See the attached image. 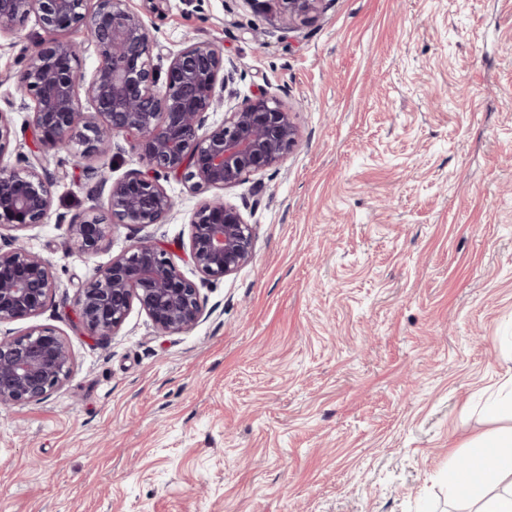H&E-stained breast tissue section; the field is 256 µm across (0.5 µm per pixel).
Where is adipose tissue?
<instances>
[{
	"mask_svg": "<svg viewBox=\"0 0 512 512\" xmlns=\"http://www.w3.org/2000/svg\"><path fill=\"white\" fill-rule=\"evenodd\" d=\"M486 409L502 428L472 437L468 443L473 450L472 465L451 476L448 489L458 495L472 485H480V494L472 500V512H512V368L503 374Z\"/></svg>",
	"mask_w": 512,
	"mask_h": 512,
	"instance_id": "adipose-tissue-1",
	"label": "adipose tissue"
}]
</instances>
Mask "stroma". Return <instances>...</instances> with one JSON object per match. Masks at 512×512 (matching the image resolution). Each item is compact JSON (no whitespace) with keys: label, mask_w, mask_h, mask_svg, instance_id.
<instances>
[{"label":"stroma","mask_w":512,"mask_h":512,"mask_svg":"<svg viewBox=\"0 0 512 512\" xmlns=\"http://www.w3.org/2000/svg\"><path fill=\"white\" fill-rule=\"evenodd\" d=\"M168 68L196 41L223 50L236 98L267 88L299 145L223 190L254 229V257L202 286L191 329L140 307L92 335L73 300L138 239L190 279L192 213L209 189L161 183L164 223L115 225L95 255L67 225L107 212L101 181L139 168L122 143L97 177L63 148L47 223L20 231L57 288L36 325L73 364L44 399L0 408V512H465L448 476L497 430L484 394L512 367V0H328L289 24L276 0H131ZM29 19L0 36V110L35 146L15 93Z\"/></svg>","instance_id":"stroma-1"}]
</instances>
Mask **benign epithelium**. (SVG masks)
<instances>
[{"label":"benign epithelium","mask_w":512,"mask_h":512,"mask_svg":"<svg viewBox=\"0 0 512 512\" xmlns=\"http://www.w3.org/2000/svg\"><path fill=\"white\" fill-rule=\"evenodd\" d=\"M130 0H0V31L35 18L53 35L32 44L15 92L33 107L28 120L42 148H72L84 162H100L116 136L125 137L147 171L133 170L112 183V222L89 210L69 222L75 249H101L112 225L161 224L175 202L160 177L180 175L190 189L223 190L246 176L278 165L298 144L291 112L277 95L260 88L229 106L224 124L203 131L205 114L224 92L223 50L196 42L173 55L166 77L153 63L154 41ZM288 20L310 23L325 0H277ZM82 30L94 47L90 76L74 63L81 46L55 38ZM91 105L85 112L81 99ZM14 131L0 111V159ZM52 179L39 158L23 170L0 164V324L37 316L56 288L47 259L19 242L16 231L45 224L53 207ZM190 258L200 282L188 278L158 242L144 237L94 270L74 306L92 335H108L139 304L162 333L194 327L203 317L200 285L230 275L253 258L254 233L240 209L214 195L190 219ZM12 235L6 237L3 231ZM67 342L32 326L0 340V407L36 402L69 376Z\"/></svg>","instance_id":"1"}]
</instances>
